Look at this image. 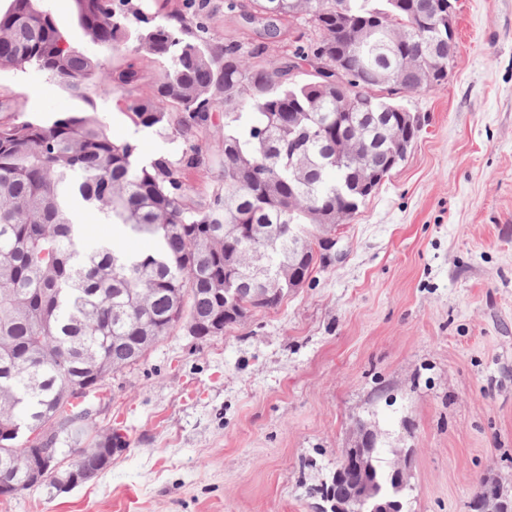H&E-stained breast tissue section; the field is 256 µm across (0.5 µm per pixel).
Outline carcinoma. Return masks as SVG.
<instances>
[{
	"mask_svg": "<svg viewBox=\"0 0 512 512\" xmlns=\"http://www.w3.org/2000/svg\"><path fill=\"white\" fill-rule=\"evenodd\" d=\"M89 40L124 57L107 72L76 50L39 0L0 11V69L37 68L83 93L103 77L124 89L140 79L138 57L164 64L151 95L125 98L136 124L183 140L176 156L143 164L138 146L90 115L0 125V444L44 423L72 386H104L174 330L194 336L224 321V270L239 269L241 309L277 308L247 256L270 252L283 277L325 268L316 236L353 219L366 180L394 145L385 125L408 109L402 93L440 88L431 64L456 52L440 0H224V14L266 13L282 33L281 62L243 29L212 37L207 0H74ZM328 60L341 76L315 69ZM307 76L295 79L297 72ZM224 104V140L204 136ZM211 159L221 180L197 198L186 174ZM96 210L156 246L84 243L74 205ZM72 451L104 447L80 428L57 426Z\"/></svg>",
	"mask_w": 512,
	"mask_h": 512,
	"instance_id": "cac0c4a2",
	"label": "carcinoma"
}]
</instances>
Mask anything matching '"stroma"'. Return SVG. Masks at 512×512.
<instances>
[{
  "label": "stroma",
  "instance_id": "35a3bbf8",
  "mask_svg": "<svg viewBox=\"0 0 512 512\" xmlns=\"http://www.w3.org/2000/svg\"><path fill=\"white\" fill-rule=\"evenodd\" d=\"M75 48L101 58L73 0H42ZM445 86L403 98L422 130L353 220L340 261L275 309L198 339L180 328L101 394L92 431L126 448L95 482H47L0 512H318L356 420L383 460L411 449L407 512H472L481 484L512 499V0H455ZM124 92L77 96L31 68L0 70V124L77 112L139 146L181 139L135 124L121 96L162 70L138 60Z\"/></svg>",
  "mask_w": 512,
  "mask_h": 512
}]
</instances>
